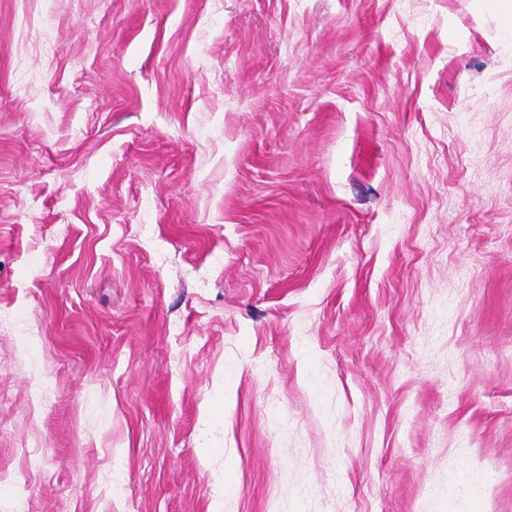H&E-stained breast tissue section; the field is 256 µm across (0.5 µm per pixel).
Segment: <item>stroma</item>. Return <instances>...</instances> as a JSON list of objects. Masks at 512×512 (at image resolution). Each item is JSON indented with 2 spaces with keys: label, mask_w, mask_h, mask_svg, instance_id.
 Masks as SVG:
<instances>
[{
  "label": "stroma",
  "mask_w": 512,
  "mask_h": 512,
  "mask_svg": "<svg viewBox=\"0 0 512 512\" xmlns=\"http://www.w3.org/2000/svg\"><path fill=\"white\" fill-rule=\"evenodd\" d=\"M512 512L498 0H0V512Z\"/></svg>",
  "instance_id": "stroma-1"
}]
</instances>
